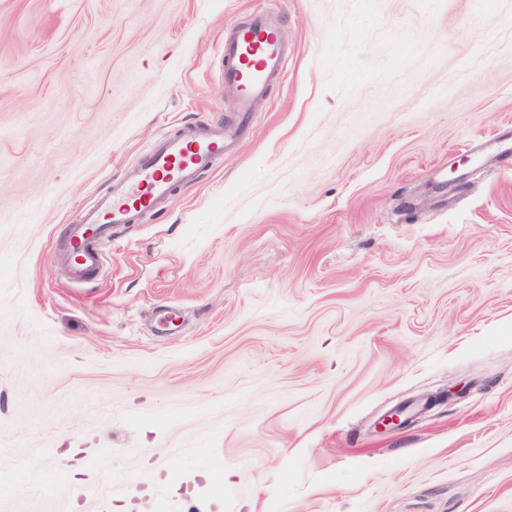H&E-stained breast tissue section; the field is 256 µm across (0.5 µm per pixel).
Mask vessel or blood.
Returning <instances> with one entry per match:
<instances>
[{
	"instance_id": "1",
	"label": "vessel or blood",
	"mask_w": 512,
	"mask_h": 512,
	"mask_svg": "<svg viewBox=\"0 0 512 512\" xmlns=\"http://www.w3.org/2000/svg\"><path fill=\"white\" fill-rule=\"evenodd\" d=\"M290 53L278 27L263 13L225 39L222 75L225 84L239 88L237 123L184 126L175 135L159 138L135 167L114 178L66 229L58 258L69 264L74 281L98 279L115 226L138 223L141 214L161 210L175 189L197 181L237 147L254 101L279 79Z\"/></svg>"
}]
</instances>
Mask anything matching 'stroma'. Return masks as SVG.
I'll return each mask as SVG.
<instances>
[{"label": "stroma", "instance_id": "35a3bbf8", "mask_svg": "<svg viewBox=\"0 0 512 512\" xmlns=\"http://www.w3.org/2000/svg\"><path fill=\"white\" fill-rule=\"evenodd\" d=\"M258 11L297 52L239 153L72 283L64 224L157 138L235 120L224 35ZM511 24L0 0V469L30 466L0 512H512Z\"/></svg>", "mask_w": 512, "mask_h": 512}]
</instances>
